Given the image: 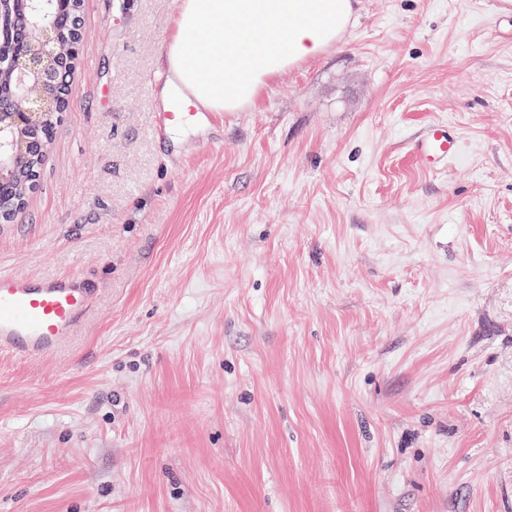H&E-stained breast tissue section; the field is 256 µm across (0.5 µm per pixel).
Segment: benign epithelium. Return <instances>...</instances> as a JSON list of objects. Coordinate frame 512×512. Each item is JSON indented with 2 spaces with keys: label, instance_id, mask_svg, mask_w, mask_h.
<instances>
[{
  "label": "benign epithelium",
  "instance_id": "benign-epithelium-1",
  "mask_svg": "<svg viewBox=\"0 0 512 512\" xmlns=\"http://www.w3.org/2000/svg\"><path fill=\"white\" fill-rule=\"evenodd\" d=\"M75 0H31L24 40H19L13 20L14 0H0V75L12 79L13 92L0 96V222L9 223L26 201L13 187L24 160L44 156L49 140L36 132L61 110L59 99L47 92L58 75V62L74 68L82 53L79 34L61 40L60 19Z\"/></svg>",
  "mask_w": 512,
  "mask_h": 512
}]
</instances>
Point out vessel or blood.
Masks as SVG:
<instances>
[{
    "instance_id": "obj_1",
    "label": "vessel or blood",
    "mask_w": 512,
    "mask_h": 512,
    "mask_svg": "<svg viewBox=\"0 0 512 512\" xmlns=\"http://www.w3.org/2000/svg\"><path fill=\"white\" fill-rule=\"evenodd\" d=\"M212 122L209 112H157L151 132L170 146ZM459 145V134L437 123L416 145L415 153L438 167L457 159ZM94 293L85 280L75 277L0 273V351L24 359L53 354L84 321Z\"/></svg>"
}]
</instances>
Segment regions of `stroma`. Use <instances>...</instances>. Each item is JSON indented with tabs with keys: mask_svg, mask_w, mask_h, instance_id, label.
Listing matches in <instances>:
<instances>
[{
	"mask_svg": "<svg viewBox=\"0 0 512 512\" xmlns=\"http://www.w3.org/2000/svg\"><path fill=\"white\" fill-rule=\"evenodd\" d=\"M177 3L83 0L0 224V272L96 288L55 354L0 353V512H512V12L359 0L175 167L149 82ZM460 136L445 123L434 124L415 147V153L430 166L438 167L455 161L459 154Z\"/></svg>",
	"mask_w": 512,
	"mask_h": 512,
	"instance_id": "1",
	"label": "stroma"
}]
</instances>
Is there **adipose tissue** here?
I'll use <instances>...</instances> for the list:
<instances>
[{
    "mask_svg": "<svg viewBox=\"0 0 512 512\" xmlns=\"http://www.w3.org/2000/svg\"><path fill=\"white\" fill-rule=\"evenodd\" d=\"M355 0H179L165 44L187 112H236L285 70L342 39Z\"/></svg>",
    "mask_w": 512,
    "mask_h": 512,
    "instance_id": "1",
    "label": "adipose tissue"
}]
</instances>
